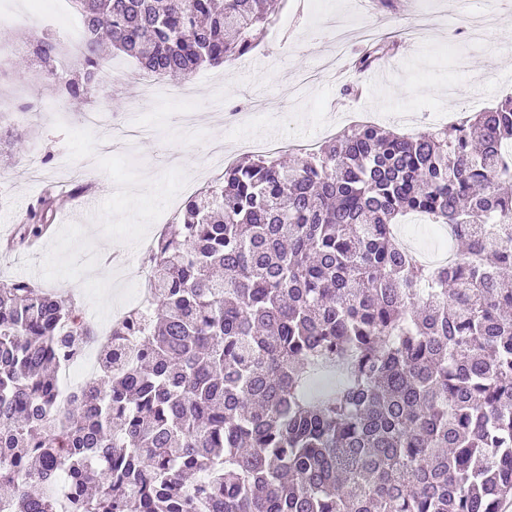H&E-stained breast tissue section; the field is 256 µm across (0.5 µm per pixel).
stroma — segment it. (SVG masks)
<instances>
[{"instance_id":"35a3bbf8","label":"stroma","mask_w":512,"mask_h":512,"mask_svg":"<svg viewBox=\"0 0 512 512\" xmlns=\"http://www.w3.org/2000/svg\"><path fill=\"white\" fill-rule=\"evenodd\" d=\"M390 10L369 13L362 0H326L328 11L351 27L380 24L383 33L402 35L386 79L369 85L365 98L345 95L344 85L326 77L302 84L303 74L319 69L328 46L316 36L321 23L315 0H285L277 23L260 45L226 66L224 107L216 110L215 69L200 70L186 82L188 97L131 104L127 79L135 71L103 81L98 99L66 104L48 112L54 99L41 62L16 53L0 63V98L33 104V111L4 126L20 145L0 151V283L27 280L71 296L80 314L105 321L125 301L130 280L113 266L100 274L105 245L124 254L140 237L162 226L181 209L187 193L182 181L200 189L218 175L206 155L214 140L239 143L252 154V142L269 138L328 140L349 125L353 112L373 113L378 125L396 129L406 115L438 112L452 117L493 106L512 93V18L489 21L483 39L470 40V7L463 0H391ZM152 130L134 154H125L112 137L129 109ZM103 110L102 126L83 123L87 112ZM41 175L30 179L31 155L44 158ZM52 185H84L87 196L64 199L53 231L38 245L5 252L4 244L28 208Z\"/></svg>"}]
</instances>
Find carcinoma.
I'll return each mask as SVG.
<instances>
[{
  "instance_id": "carcinoma-1",
  "label": "carcinoma",
  "mask_w": 512,
  "mask_h": 512,
  "mask_svg": "<svg viewBox=\"0 0 512 512\" xmlns=\"http://www.w3.org/2000/svg\"><path fill=\"white\" fill-rule=\"evenodd\" d=\"M78 71L31 55L68 102L101 45L189 81L248 54L283 0H72ZM366 45V72L389 58ZM48 191L16 232L55 222ZM453 261L396 245L408 214ZM156 293L98 346L73 302L0 283V512H500L512 498V96L412 137L356 126L285 165L258 154L189 198L150 259ZM134 342L126 343L128 337ZM89 354V349L85 350L80 358L70 361L64 367L61 376V401L79 390L86 378L93 373L95 362Z\"/></svg>"
}]
</instances>
